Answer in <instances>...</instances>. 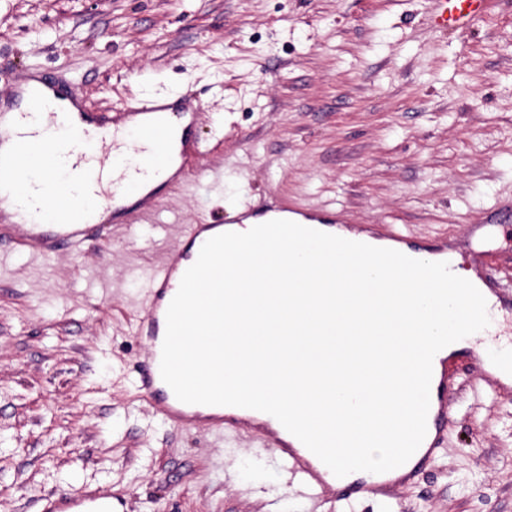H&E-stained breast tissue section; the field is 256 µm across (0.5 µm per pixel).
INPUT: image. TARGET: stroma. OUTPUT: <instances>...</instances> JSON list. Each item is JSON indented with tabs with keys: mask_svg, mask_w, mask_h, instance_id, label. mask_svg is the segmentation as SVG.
I'll list each match as a JSON object with an SVG mask.
<instances>
[{
	"mask_svg": "<svg viewBox=\"0 0 512 512\" xmlns=\"http://www.w3.org/2000/svg\"><path fill=\"white\" fill-rule=\"evenodd\" d=\"M427 0H0V94L39 70L85 80L88 115L155 92L200 97L197 165L157 224L105 222L98 248H0V512L76 487L116 512H375L310 498L250 434L155 421L132 386L146 276L190 225L274 191L353 226L463 237L512 198V0L466 41ZM434 466L402 512H512V393L459 376Z\"/></svg>",
	"mask_w": 512,
	"mask_h": 512,
	"instance_id": "obj_1",
	"label": "stroma"
}]
</instances>
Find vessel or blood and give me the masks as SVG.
Masks as SVG:
<instances>
[{"label":"vessel or blood","instance_id":"b4317fda","mask_svg":"<svg viewBox=\"0 0 512 512\" xmlns=\"http://www.w3.org/2000/svg\"><path fill=\"white\" fill-rule=\"evenodd\" d=\"M488 0H429L424 17L435 30L446 29L468 34L486 18ZM22 85L27 93L25 110L40 113L53 110L52 91H59L73 107H80L84 92L79 80L56 87L38 73L26 75ZM192 97L171 98L154 93L127 102L121 110L123 119L133 121V128L99 125L97 133L74 124H60L45 132L15 136L0 118V144L11 142L8 153L0 152V187L22 193L29 178L26 163L41 156L45 163L37 173L42 197L50 207V222L42 224L40 210L27 212L23 224H1L0 240L7 238L14 249H36L50 256L67 249L87 251L99 242L95 215L85 199L72 188L70 175L62 170L61 160L75 158L83 162L82 180L95 187L98 196L111 204L113 213L125 211L124 200L130 195L151 199L152 188L145 177L169 173L173 182H182L189 169L191 146L187 137L177 136L174 125L187 113L196 112ZM262 224L282 219L333 234L351 241L400 251L409 257L455 264L467 258L474 270L473 284L483 294L488 312H512V292L504 291L488 275L493 254L472 249L471 239L418 241L408 235L378 228H354L341 210L308 209L284 199L263 200L249 209L225 211L213 223L192 225L190 231L171 253L162 258L148 277L150 299L138 316L136 334L144 352L135 365L133 386L152 417L182 430L209 433L253 432L263 448L289 469L305 486L309 496L331 491L341 499H374L380 512H396L393 492L405 486L437 459L441 436L448 424L449 402L455 392L452 384L462 366L474 365L481 384L501 391H512V364L479 352V339L465 337L460 349L437 353L433 359L430 407L426 436L414 455L402 466L384 473H362L361 477H336L317 456L289 433L272 415L234 406L187 404L176 398L160 373L162 344L166 332V312L188 268L189 259L198 257L203 244L213 236L235 232L247 220ZM44 512H115L112 495L80 488L47 500Z\"/></svg>","mask_w":512,"mask_h":512}]
</instances>
